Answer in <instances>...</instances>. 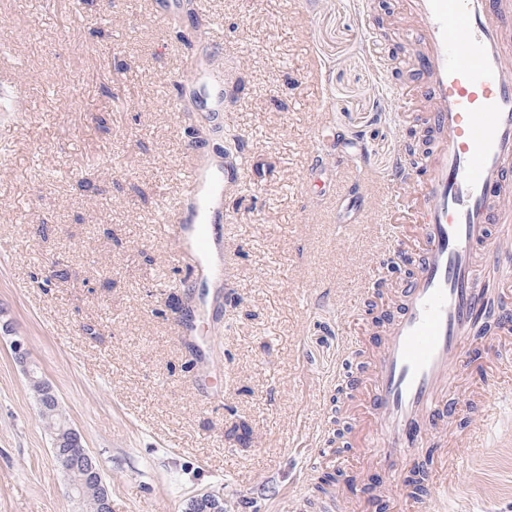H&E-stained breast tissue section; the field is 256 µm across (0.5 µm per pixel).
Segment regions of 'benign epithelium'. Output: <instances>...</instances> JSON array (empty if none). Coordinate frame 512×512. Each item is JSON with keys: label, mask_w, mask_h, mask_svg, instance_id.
I'll list each match as a JSON object with an SVG mask.
<instances>
[{"label": "benign epithelium", "mask_w": 512, "mask_h": 512, "mask_svg": "<svg viewBox=\"0 0 512 512\" xmlns=\"http://www.w3.org/2000/svg\"><path fill=\"white\" fill-rule=\"evenodd\" d=\"M0 330L7 336L13 337L11 342L15 362L24 373H29V352L23 337L18 335L16 329L8 321L0 320ZM42 398L45 402L38 406V416L43 418L50 410L59 407L48 384L42 386ZM53 456L59 468L66 474L83 470L86 474L84 485L72 484L69 486L70 494L76 505H88L89 512H112V498L104 483L99 461L83 445L81 433L70 428L61 431L57 438ZM187 512H223L220 501L211 494H201L192 498Z\"/></svg>", "instance_id": "benign-epithelium-1"}]
</instances>
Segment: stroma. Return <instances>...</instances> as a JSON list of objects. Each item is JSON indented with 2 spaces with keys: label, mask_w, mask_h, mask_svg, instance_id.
<instances>
[{
  "label": "stroma",
  "mask_w": 512,
  "mask_h": 512,
  "mask_svg": "<svg viewBox=\"0 0 512 512\" xmlns=\"http://www.w3.org/2000/svg\"><path fill=\"white\" fill-rule=\"evenodd\" d=\"M0 0V311L97 457L113 512H431L364 445L352 384L375 282L408 233L394 178L423 131L407 0ZM210 31L206 51L187 48ZM206 75L187 79L190 65ZM245 144L213 225L225 280L191 287L163 222L189 149ZM356 144L360 165L338 158ZM201 311L197 344L178 335ZM433 438L442 512H512V330L475 341ZM497 405L488 418L484 400ZM10 338L0 339V512H75Z\"/></svg>",
  "instance_id": "35a3bbf8"
}]
</instances>
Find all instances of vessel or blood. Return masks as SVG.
I'll use <instances>...</instances> for the list:
<instances>
[{
    "instance_id": "b4317fda",
    "label": "vessel or blood",
    "mask_w": 512,
    "mask_h": 512,
    "mask_svg": "<svg viewBox=\"0 0 512 512\" xmlns=\"http://www.w3.org/2000/svg\"><path fill=\"white\" fill-rule=\"evenodd\" d=\"M408 12L434 133L409 202L423 245L368 373L374 456L395 477L419 466L412 450L440 427L453 379L470 364L488 304L478 283L496 262L498 202L512 193V0H408ZM182 197L164 221L183 251L205 252L200 203L220 204L222 189L195 152Z\"/></svg>"
}]
</instances>
